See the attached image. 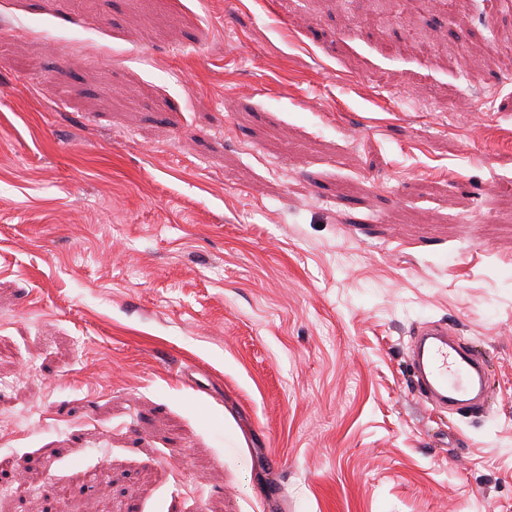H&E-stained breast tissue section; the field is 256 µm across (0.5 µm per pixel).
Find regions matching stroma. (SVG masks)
Segmentation results:
<instances>
[{
  "mask_svg": "<svg viewBox=\"0 0 512 512\" xmlns=\"http://www.w3.org/2000/svg\"><path fill=\"white\" fill-rule=\"evenodd\" d=\"M512 8L0 0V512H512ZM487 365L418 403L416 326Z\"/></svg>",
  "mask_w": 512,
  "mask_h": 512,
  "instance_id": "stroma-1",
  "label": "stroma"
}]
</instances>
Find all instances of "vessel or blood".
<instances>
[{"instance_id":"vessel-or-blood-1","label":"vessel or blood","mask_w":512,"mask_h":512,"mask_svg":"<svg viewBox=\"0 0 512 512\" xmlns=\"http://www.w3.org/2000/svg\"><path fill=\"white\" fill-rule=\"evenodd\" d=\"M408 356L418 401L439 411H455L483 399L487 385L484 361L445 326L419 327Z\"/></svg>"}]
</instances>
